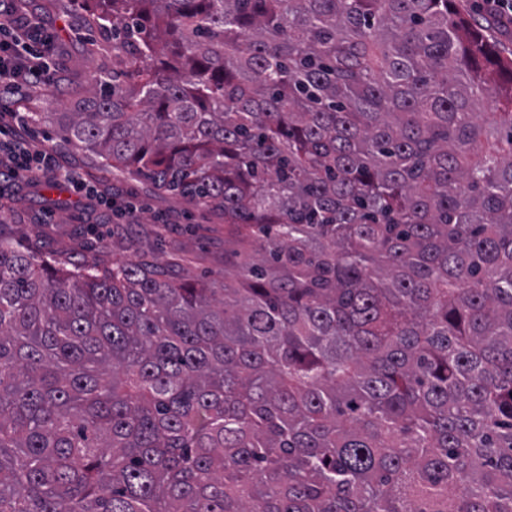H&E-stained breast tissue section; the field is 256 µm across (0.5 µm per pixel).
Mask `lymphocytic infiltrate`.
I'll return each mask as SVG.
<instances>
[{
	"instance_id": "lymphocytic-infiltrate-1",
	"label": "lymphocytic infiltrate",
	"mask_w": 512,
	"mask_h": 512,
	"mask_svg": "<svg viewBox=\"0 0 512 512\" xmlns=\"http://www.w3.org/2000/svg\"><path fill=\"white\" fill-rule=\"evenodd\" d=\"M58 53L53 33L42 27L24 0H0V178L29 181L50 171L106 210L134 213L133 203L101 194L95 185L62 167L54 151L31 152L22 138L12 134L14 124L25 120L20 103L35 90L56 83Z\"/></svg>"
}]
</instances>
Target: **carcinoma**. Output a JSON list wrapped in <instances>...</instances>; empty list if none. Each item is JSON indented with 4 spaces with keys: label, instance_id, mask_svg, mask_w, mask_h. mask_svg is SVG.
Segmentation results:
<instances>
[{
    "label": "carcinoma",
    "instance_id": "1",
    "mask_svg": "<svg viewBox=\"0 0 512 512\" xmlns=\"http://www.w3.org/2000/svg\"><path fill=\"white\" fill-rule=\"evenodd\" d=\"M76 2L112 70L29 120L224 279L0 239V512H512V58L454 0Z\"/></svg>",
    "mask_w": 512,
    "mask_h": 512
}]
</instances>
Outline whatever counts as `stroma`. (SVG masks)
<instances>
[{
    "mask_svg": "<svg viewBox=\"0 0 512 512\" xmlns=\"http://www.w3.org/2000/svg\"><path fill=\"white\" fill-rule=\"evenodd\" d=\"M38 17L58 28L63 50L58 57L64 91L47 86L27 102L32 112H67L77 92L83 91L92 70L112 67V51L97 31L88 27L83 10L72 0H27ZM31 147L55 148L61 161L108 191L131 192L140 202L139 223L113 244V225H92L87 202L77 201L63 187L38 176L33 182L0 184V235L34 256L59 261L72 269L87 262L99 268L113 260H129L150 251L163 260L178 259L176 278L189 282L219 279L224 274V222L187 204L181 197L156 189L150 182L122 177L92 161L85 153L63 145L52 124L30 128ZM165 214L169 224H156Z\"/></svg>",
    "mask_w": 512,
    "mask_h": 512,
    "instance_id": "obj_1",
    "label": "stroma"
}]
</instances>
